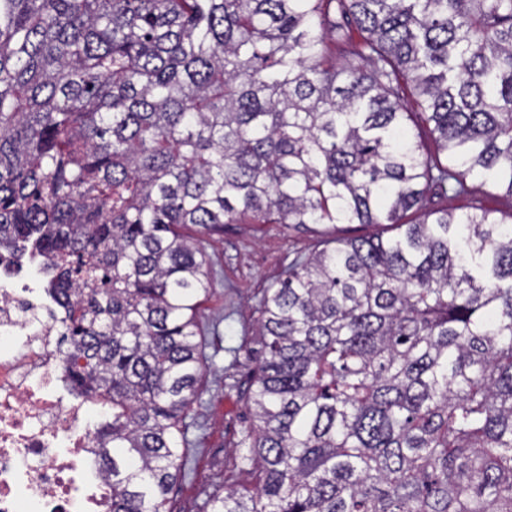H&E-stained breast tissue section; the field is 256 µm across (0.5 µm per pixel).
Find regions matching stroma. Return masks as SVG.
<instances>
[{
  "label": "stroma",
  "mask_w": 512,
  "mask_h": 512,
  "mask_svg": "<svg viewBox=\"0 0 512 512\" xmlns=\"http://www.w3.org/2000/svg\"><path fill=\"white\" fill-rule=\"evenodd\" d=\"M428 196L436 208L512 213V201L487 186H475L464 198L436 188ZM187 232L200 240L206 267L213 273V290L201 299L197 312L207 328L205 353L211 368L187 419V475L169 495V512H199L205 489L221 481L233 486L241 481L236 444L251 425L242 391L266 288L276 284L297 256L311 253L322 235L385 238L393 230L386 224H228L220 232L193 225Z\"/></svg>",
  "instance_id": "1"
}]
</instances>
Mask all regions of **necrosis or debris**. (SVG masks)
<instances>
[{"mask_svg":"<svg viewBox=\"0 0 512 512\" xmlns=\"http://www.w3.org/2000/svg\"><path fill=\"white\" fill-rule=\"evenodd\" d=\"M0 256V512H107L102 420L61 365L62 328Z\"/></svg>","mask_w":512,"mask_h":512,"instance_id":"4bbe7bcc","label":"necrosis or debris"}]
</instances>
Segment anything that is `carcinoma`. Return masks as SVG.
Here are the masks:
<instances>
[{
    "instance_id": "obj_1",
    "label": "carcinoma",
    "mask_w": 512,
    "mask_h": 512,
    "mask_svg": "<svg viewBox=\"0 0 512 512\" xmlns=\"http://www.w3.org/2000/svg\"><path fill=\"white\" fill-rule=\"evenodd\" d=\"M469 177L512 199V0H0V249L43 259L72 387L110 409L109 512H166L181 475L189 224L398 230L264 293L254 487L201 512H512V212L427 200Z\"/></svg>"
}]
</instances>
